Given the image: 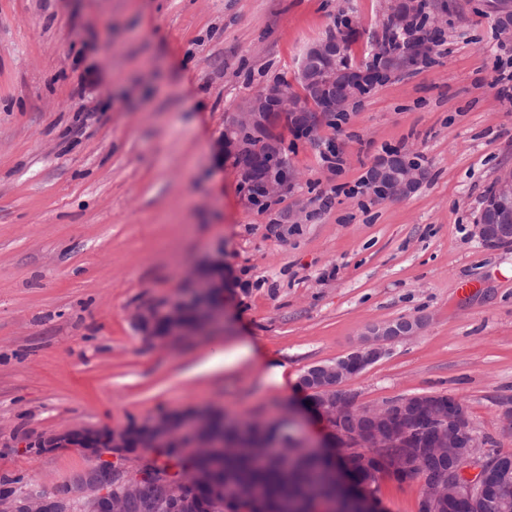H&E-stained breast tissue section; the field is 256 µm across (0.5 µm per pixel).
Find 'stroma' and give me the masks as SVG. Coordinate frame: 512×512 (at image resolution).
I'll use <instances>...</instances> for the list:
<instances>
[{
	"label": "stroma",
	"mask_w": 512,
	"mask_h": 512,
	"mask_svg": "<svg viewBox=\"0 0 512 512\" xmlns=\"http://www.w3.org/2000/svg\"><path fill=\"white\" fill-rule=\"evenodd\" d=\"M388 0H0V476L50 491L91 461L40 440L218 408L322 428L298 381L350 352L371 324L426 316L419 335L347 385L359 404L417 393L459 400L512 454V243L473 220L512 166V45L477 0H452L428 64L400 67L335 126L288 152V191L251 205L214 143L247 96L293 81L303 49L351 19L372 61ZM97 84L78 97L88 68ZM334 142L340 168L321 159ZM426 180L379 200L385 148ZM302 209L301 223H285ZM224 262L222 317L146 341L139 308L190 293ZM470 283L461 292V283ZM249 344L251 356L235 352ZM230 366L201 371L210 357ZM283 369L287 386L268 375Z\"/></svg>",
	"instance_id": "stroma-1"
}]
</instances>
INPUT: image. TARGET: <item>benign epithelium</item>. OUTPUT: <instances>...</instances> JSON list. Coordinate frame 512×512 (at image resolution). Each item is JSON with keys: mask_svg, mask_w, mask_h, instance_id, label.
I'll return each mask as SVG.
<instances>
[{"mask_svg": "<svg viewBox=\"0 0 512 512\" xmlns=\"http://www.w3.org/2000/svg\"><path fill=\"white\" fill-rule=\"evenodd\" d=\"M421 0H406L409 8L399 6V0H390L389 25L393 29L413 30L414 12ZM485 5L497 21L496 34L503 43H512V0H485ZM340 54L336 41L328 37L310 45L304 52L295 81L304 86V94L319 101L316 112H304L305 124L321 125L332 115L349 110L359 97V90L370 79L367 70L356 71V78L341 93H336V70ZM292 107L285 89L278 83L267 85L259 95L243 101L217 140L218 152L237 159L247 153H258L266 168L274 177L259 182L251 165L235 164L240 184L246 188L261 185L263 197L268 199L288 189L290 176L280 166L285 151L280 129L273 123V113ZM427 177L423 168L399 165L390 157L380 160L369 172L368 180L382 200L407 197L414 193ZM492 194L495 208L491 224L480 209L473 235L486 245L512 243V167L498 170ZM224 270L216 263L211 274L196 282L192 297L198 299L202 311L196 324L184 323L191 306L185 300L169 302L161 307L145 306L137 315L135 326L141 335L149 339H166L171 336H194L197 325L208 321L217 306L209 303L212 292L223 287ZM426 322L424 316L401 317L369 325L355 347L334 361L313 364L300 377V387L307 394L311 411L323 425L320 440L313 444L294 441L302 451L315 456L327 457L339 454L343 457L366 452L393 462L392 473H403L413 466L412 448L420 446L413 429L394 423L397 418L413 416L419 412L428 414L433 434L425 447L433 449V455L442 461L429 478L420 479L418 512H435L439 493L451 488L465 499L479 500L489 491V476L502 460L491 453L488 439L477 433L461 406L443 410L437 403V395L414 394L374 406L356 405L353 394L345 385L387 354V346L418 335ZM150 441L141 450L150 459L156 453L183 438L190 440L194 454L206 457L213 448L224 447V439L212 429L211 414L198 410L189 419L180 420L174 427V419L160 414L147 422ZM231 428L245 437L256 432L266 436L264 450L279 451L282 444L272 429V424L252 419L234 421ZM135 436L127 428H107L94 437L97 442L92 456L98 461L73 474L69 483L52 491L36 494H19L0 497V512H74L80 505L81 512H125V501L138 499L141 483L149 478L147 470L134 472L123 463L124 448ZM332 480L341 484L347 498L360 506V512H384L379 497L358 487L348 469L330 472ZM207 482L206 471L190 467L177 483L159 481L160 493L140 503V512H197L196 489ZM121 488L118 496L112 495V484Z\"/></svg>", "mask_w": 512, "mask_h": 512, "instance_id": "1", "label": "benign epithelium"}]
</instances>
